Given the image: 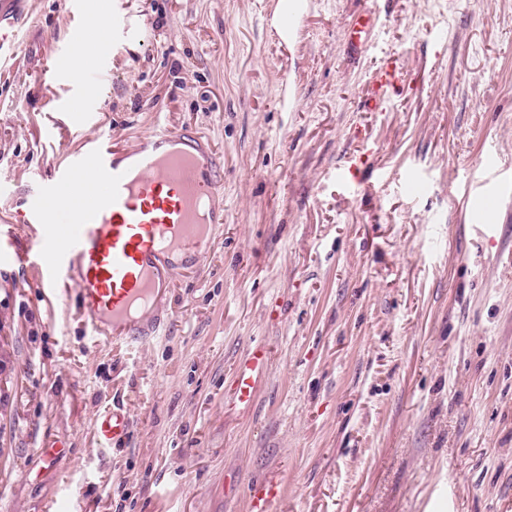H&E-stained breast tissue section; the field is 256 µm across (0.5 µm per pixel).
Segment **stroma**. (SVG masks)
<instances>
[{
    "label": "stroma",
    "mask_w": 512,
    "mask_h": 512,
    "mask_svg": "<svg viewBox=\"0 0 512 512\" xmlns=\"http://www.w3.org/2000/svg\"><path fill=\"white\" fill-rule=\"evenodd\" d=\"M111 2L148 9L150 35L104 31L105 73L66 115L70 84L41 77L77 19L27 0L0 60V239L30 240L10 216L71 153L158 124L210 139L224 227L143 345H94L70 285L0 267V512H250L259 480L275 512H512V0H317L285 51L274 0ZM117 403L129 437L99 445ZM55 442L61 466L39 454ZM398 81L396 68L378 71L372 82V88L365 100V107L370 111H378L385 102L387 92ZM268 351L263 346L254 347L239 364L234 388L235 400L240 404H249L257 389V383L268 366ZM280 497V489L273 483L254 484L249 489L251 512H271Z\"/></svg>",
    "instance_id": "stroma-1"
}]
</instances>
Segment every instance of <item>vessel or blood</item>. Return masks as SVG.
Masks as SVG:
<instances>
[{
	"label": "vessel or blood",
	"mask_w": 512,
	"mask_h": 512,
	"mask_svg": "<svg viewBox=\"0 0 512 512\" xmlns=\"http://www.w3.org/2000/svg\"><path fill=\"white\" fill-rule=\"evenodd\" d=\"M15 0H0V52L13 49L9 23ZM279 9L267 21L278 44L288 45L302 31L301 22L314 0H277ZM100 28H111L117 40L142 43L147 12L137 20L112 17L100 7ZM72 46L82 50L84 64H68L45 73L53 87L60 78L88 84L102 73V54L84 29H74ZM398 81L396 70L378 71L365 100L368 110L381 109ZM17 223L36 233L29 249L43 266L47 284L68 280L79 312L100 343L146 344L159 334V308L171 286L174 268L207 250L224 221V184L211 145L201 133L159 127L134 148L105 150L97 146L57 167L18 212ZM264 347H254L239 364L234 397L249 404L268 366ZM128 413L119 407L99 415L94 436L102 445L127 438ZM280 489L258 483L249 489L251 512H272Z\"/></svg>",
	"instance_id": "vessel-or-blood-1"
}]
</instances>
